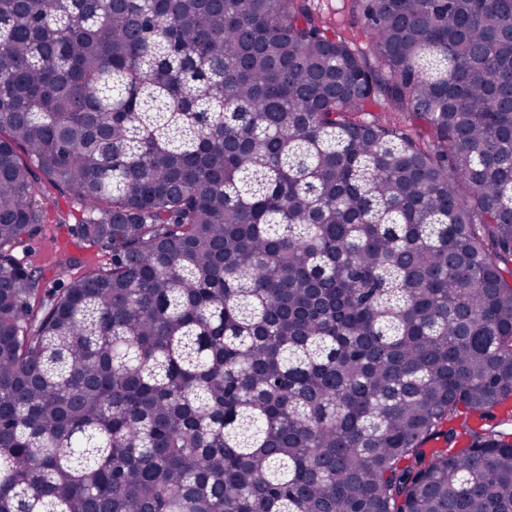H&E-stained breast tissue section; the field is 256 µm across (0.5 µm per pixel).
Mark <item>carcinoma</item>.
<instances>
[{
    "mask_svg": "<svg viewBox=\"0 0 512 512\" xmlns=\"http://www.w3.org/2000/svg\"><path fill=\"white\" fill-rule=\"evenodd\" d=\"M357 2L0 0V512H512V0ZM316 11L342 31L354 46L370 56L371 35L352 0H311ZM44 224L41 231L17 247L12 254L29 267L42 272L43 288L49 293H59L67 285V279L58 275L61 262H76L72 272L93 269L107 260L104 250L84 240L77 232L82 208L66 192L51 190L43 198ZM66 214V224H57L60 215ZM68 258L64 261L60 256Z\"/></svg>",
    "mask_w": 512,
    "mask_h": 512,
    "instance_id": "obj_1",
    "label": "carcinoma"
}]
</instances>
